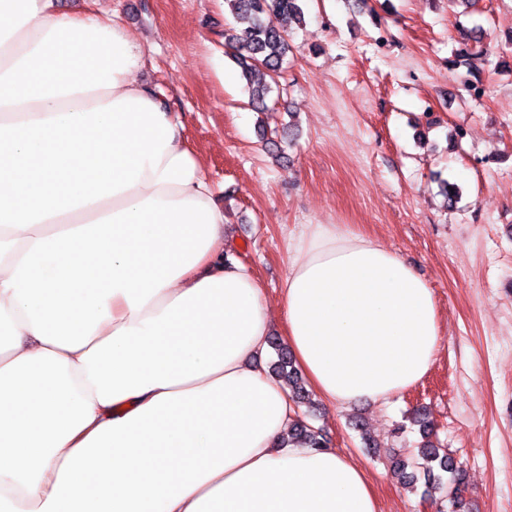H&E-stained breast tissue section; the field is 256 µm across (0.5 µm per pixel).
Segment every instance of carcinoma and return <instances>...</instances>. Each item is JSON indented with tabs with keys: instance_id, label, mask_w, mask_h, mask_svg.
<instances>
[{
	"instance_id": "cac0c4a2",
	"label": "carcinoma",
	"mask_w": 512,
	"mask_h": 512,
	"mask_svg": "<svg viewBox=\"0 0 512 512\" xmlns=\"http://www.w3.org/2000/svg\"><path fill=\"white\" fill-rule=\"evenodd\" d=\"M224 3L236 22L235 26L224 29V47L240 68L250 107L263 112L267 109L266 99L272 85L278 84L277 78L281 77L282 64L289 51L287 25L304 22L300 0H224ZM485 65L481 52L462 49L456 55L455 66L465 68L469 75H476ZM270 344L277 351V361L272 364L274 378L288 389L296 407L312 406L311 393L288 349L274 338ZM407 420L419 426L422 441L412 456L392 458V472L403 485L413 489L417 488L419 477H424L423 500L435 501L440 497L458 502L462 486L455 477L454 457L433 441L434 427L426 414L415 408ZM288 442L310 448L330 447L328 434L301 416L291 424Z\"/></svg>"
}]
</instances>
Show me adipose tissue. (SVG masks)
Instances as JSON below:
<instances>
[{
  "label": "adipose tissue",
  "mask_w": 512,
  "mask_h": 512,
  "mask_svg": "<svg viewBox=\"0 0 512 512\" xmlns=\"http://www.w3.org/2000/svg\"><path fill=\"white\" fill-rule=\"evenodd\" d=\"M142 60L117 17L0 0V512H378L355 462L283 444L262 286ZM288 251L285 340L325 400L427 374L437 307L401 257L344 224Z\"/></svg>",
  "instance_id": "ef3b65f1"
}]
</instances>
